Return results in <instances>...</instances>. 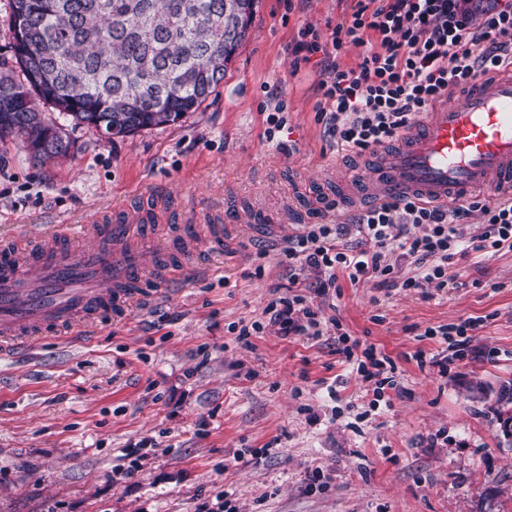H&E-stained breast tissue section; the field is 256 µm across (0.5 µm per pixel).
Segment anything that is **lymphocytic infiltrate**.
<instances>
[{"mask_svg": "<svg viewBox=\"0 0 512 512\" xmlns=\"http://www.w3.org/2000/svg\"><path fill=\"white\" fill-rule=\"evenodd\" d=\"M370 31L379 36L378 48L369 49L357 67L332 65L329 80L321 84V114L330 132L342 146L361 152L397 140L446 92L512 66V0H357L330 44L306 27L293 54L305 61L320 52L337 55L347 45L364 44ZM475 210L484 230L472 235L465 220ZM351 235L360 237L361 249L346 246ZM505 248L512 250V201L471 197L450 209L410 197L384 201L351 223L311 224L284 241L280 252L288 261V287L272 288L265 312L281 335L317 339L327 335L329 320L299 287L304 269L317 272L321 295L343 276L379 288L441 290L451 281L448 262L455 255H493ZM398 260L411 261L416 276L400 277ZM336 353L372 383L370 408L400 391L395 363L375 346L359 347L343 332Z\"/></svg>", "mask_w": 512, "mask_h": 512, "instance_id": "1", "label": "lymphocytic infiltrate"}]
</instances>
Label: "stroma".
<instances>
[{"label":"stroma","instance_id":"stroma-1","mask_svg":"<svg viewBox=\"0 0 512 512\" xmlns=\"http://www.w3.org/2000/svg\"><path fill=\"white\" fill-rule=\"evenodd\" d=\"M357 0H258L224 82L181 119L124 137L48 119L73 148L34 161L0 142V238L77 223L88 210L147 211L161 230L195 228L187 266L205 276L155 289L105 319L81 344L48 337L0 354V512H512V445L493 407L512 387V251L454 256L458 285L376 288L339 279L313 302L350 339L397 366L402 394L372 411L370 386L336 355V334L284 338L266 324L270 289L288 282L279 248L337 202L352 221L371 199L351 183L358 156L338 146L317 109L323 54L295 62L304 26L327 42ZM285 125L267 141L266 118ZM224 227V253L208 227ZM263 274H256V266ZM482 318L447 373L415 355L442 347L426 328ZM262 322L253 349L235 329ZM132 478L116 481L125 448ZM322 469L325 487L307 474Z\"/></svg>","mask_w":512,"mask_h":512}]
</instances>
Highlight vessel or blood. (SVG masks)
<instances>
[{
	"label": "vessel or blood",
	"instance_id": "b4317fda",
	"mask_svg": "<svg viewBox=\"0 0 512 512\" xmlns=\"http://www.w3.org/2000/svg\"><path fill=\"white\" fill-rule=\"evenodd\" d=\"M378 198L418 197L448 207L473 193L512 196V76L483 78L432 111L368 168ZM158 227L119 221L101 225L90 212L29 241L0 240V352L46 334L71 335L120 312L179 275V254L164 245L146 256L141 243ZM93 239L73 252L72 238ZM153 262L158 281L144 275Z\"/></svg>",
	"mask_w": 512,
	"mask_h": 512
}]
</instances>
